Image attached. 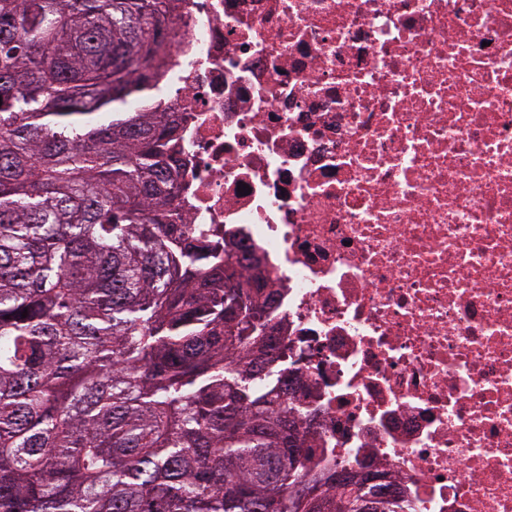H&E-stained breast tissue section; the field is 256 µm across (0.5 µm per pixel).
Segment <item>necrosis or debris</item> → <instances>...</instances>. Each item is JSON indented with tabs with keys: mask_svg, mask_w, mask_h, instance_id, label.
<instances>
[{
	"mask_svg": "<svg viewBox=\"0 0 512 512\" xmlns=\"http://www.w3.org/2000/svg\"><path fill=\"white\" fill-rule=\"evenodd\" d=\"M152 81L319 470L512 512V0H178Z\"/></svg>",
	"mask_w": 512,
	"mask_h": 512,
	"instance_id": "1",
	"label": "necrosis or debris"
}]
</instances>
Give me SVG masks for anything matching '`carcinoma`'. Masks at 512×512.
<instances>
[{
    "label": "carcinoma",
    "mask_w": 512,
    "mask_h": 512,
    "mask_svg": "<svg viewBox=\"0 0 512 512\" xmlns=\"http://www.w3.org/2000/svg\"><path fill=\"white\" fill-rule=\"evenodd\" d=\"M174 2L0 0V512H358L261 288L186 230L178 124L127 107Z\"/></svg>",
    "instance_id": "1"
}]
</instances>
